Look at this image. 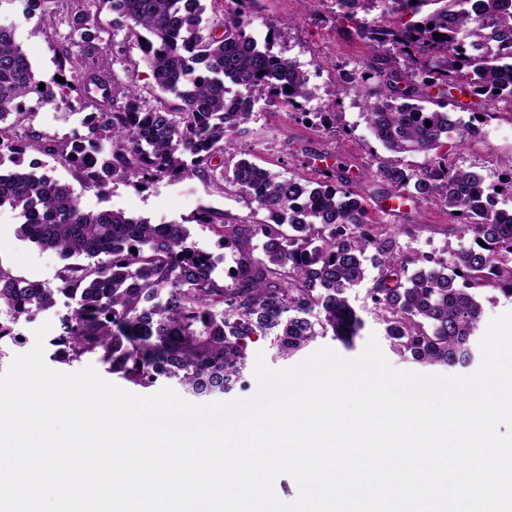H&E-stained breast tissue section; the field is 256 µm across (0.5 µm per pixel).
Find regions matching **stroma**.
<instances>
[{"mask_svg":"<svg viewBox=\"0 0 512 512\" xmlns=\"http://www.w3.org/2000/svg\"><path fill=\"white\" fill-rule=\"evenodd\" d=\"M77 0H56L54 17L43 22L39 12H27L25 0H0V25L15 30V37L26 52L37 76L51 80L59 69L57 48L70 32L71 17ZM289 20L291 26L276 40L275 49L299 63L308 78L314 97L304 103L302 111L286 110L268 105L256 97L254 112L238 140V147L248 159L280 173L284 178L301 182L317 180L321 170L343 160V168L354 176L353 187L361 195L373 199L381 187L371 179H358L362 170L375 167L376 160L386 150L371 134L364 117L363 93L351 91L338 94L343 71L365 70L373 65V55L366 43L352 35L350 22L338 14L336 0H324L315 6L310 0H259L248 28L257 39H264L268 23L273 19ZM98 19L109 30L120 59L114 62L116 73L134 72L144 100L154 104L161 97L140 47L127 41L120 26L114 25L108 6H101ZM334 104L339 114L337 130L323 128L317 118L325 104ZM27 126L60 138L80 130V115L57 109L50 104L28 99ZM459 126L450 133L443 151L450 162L481 174L486 185L498 186L503 169L501 163L512 157V108L499 106L480 127L479 135H487L490 148H480L479 136L468 133L470 111L460 108L456 100L447 106ZM51 176L74 187L85 209L122 208L153 224L187 223L190 240L196 247L221 257L225 250L219 245L218 234L193 223V215L202 209L223 213L228 224L240 223L247 217L265 220V213H251L245 201L231 185L209 178L184 180L162 179L150 188L138 189L133 181H116L106 191L80 184L73 172L57 163H49ZM374 223L394 229L404 224L421 225L418 236H399L404 252L447 253L463 245V238L447 233L448 218L440 201L422 199L409 204L403 212L385 213L379 205L370 207ZM20 219L17 211L0 208V264L16 274L56 286L55 273L62 264L56 252L43 250L17 235ZM352 305L360 310L365 327L356 337L353 347H345L332 337H317L306 350L286 357L278 354L273 336H255L247 342L248 359L264 352L269 366L285 368L296 365L309 353L328 347L346 359L362 354L370 336H377L389 363L397 369L426 375L463 374L460 366L423 365L402 360L391 353L389 342L377 317L366 309V288L357 286L349 293Z\"/></svg>","mask_w":512,"mask_h":512,"instance_id":"1","label":"stroma"}]
</instances>
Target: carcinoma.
Segmentation results:
<instances>
[{"instance_id":"carcinoma-1","label":"carcinoma","mask_w":512,"mask_h":512,"mask_svg":"<svg viewBox=\"0 0 512 512\" xmlns=\"http://www.w3.org/2000/svg\"><path fill=\"white\" fill-rule=\"evenodd\" d=\"M101 1L111 4L126 38L144 40L156 86L177 106L148 105L132 73L116 76L114 49L92 10ZM380 1L414 16L427 2L362 0ZM81 2L71 25L80 53L59 46L64 81L43 90L12 29L0 26V208L19 211L20 238L64 261L54 288L0 264V310L9 316L0 322L1 339L33 310L52 306L55 295L74 296L79 308L58 337L72 357L94 354L137 387L175 379L187 394L211 397L241 380L246 340L254 335L275 333L286 356L328 334L352 343L364 321L349 291L365 281L370 265L377 274L367 303L394 354L450 367L474 360L483 313L475 294L488 288L512 299V221L483 206L491 192L481 175L438 154L457 121L437 105L458 90L470 98L465 108L475 110L476 121L498 103H512V86L499 84V73L512 70L509 0H482L481 15L470 11V0H438L442 6L429 15L393 25L366 22L356 0H338L360 38L405 62L403 74L391 67L348 73L342 91L365 90L366 122L387 151L427 156L416 168L382 160L372 177L383 185L384 201L399 208L429 197L442 202L448 234L471 239L445 262L424 254L410 260L397 236H414L419 226L387 232L368 223L364 198L334 168L314 187L235 159L236 136L253 109L236 90L293 110L314 97L299 65L273 52L285 21L268 25L269 39L247 33L258 0H225L224 18L216 21L204 17L202 0ZM460 36L470 43L466 56L455 49ZM32 95L68 108L77 101L87 134L62 140L24 127ZM29 152L101 190L118 179L133 178L141 190L164 178L222 180L267 219H245L226 235L221 213L201 209L191 218L220 232L222 248L232 251L226 284L215 275L214 256L188 242L184 225L151 224L121 209L88 211L70 184L40 171L44 164H24ZM218 155L222 163L215 165Z\"/></svg>"}]
</instances>
